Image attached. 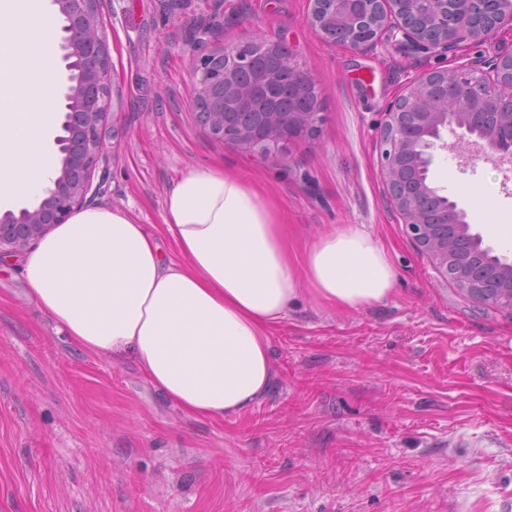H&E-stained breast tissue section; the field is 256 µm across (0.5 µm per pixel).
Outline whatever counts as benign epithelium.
Masks as SVG:
<instances>
[{
	"mask_svg": "<svg viewBox=\"0 0 512 512\" xmlns=\"http://www.w3.org/2000/svg\"><path fill=\"white\" fill-rule=\"evenodd\" d=\"M61 21L59 48L67 72L61 129L62 162L43 197L31 207L0 214V254L21 253L76 211L93 204V184L105 160L101 127L108 110L111 67L99 0H53ZM512 21V0H313L312 22L325 39L359 50L385 38L412 55L454 53ZM469 96L448 107V83ZM288 87L308 102L279 109ZM490 101L497 112H485ZM195 105L210 132L236 150L267 154L313 133L320 120L318 91L281 42L246 48L224 42L203 55L196 70ZM478 145L488 159H512V50L474 63L416 73L390 102L378 128L386 203L414 247L438 273L470 298L512 312V261L492 254L471 231L458 204L428 180L441 130Z\"/></svg>",
	"mask_w": 512,
	"mask_h": 512,
	"instance_id": "7a95c632",
	"label": "benign epithelium"
}]
</instances>
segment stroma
<instances>
[{
    "instance_id": "stroma-1",
    "label": "stroma",
    "mask_w": 512,
    "mask_h": 512,
    "mask_svg": "<svg viewBox=\"0 0 512 512\" xmlns=\"http://www.w3.org/2000/svg\"><path fill=\"white\" fill-rule=\"evenodd\" d=\"M100 0L112 65L96 203L161 224L187 167L223 162L285 210L296 253L362 224L390 252L393 295L354 312L303 299L270 336L268 395L215 422L186 417L131 355L86 353L0 255V512H512V312L446 282L386 207L377 127L416 72L512 47V25L452 55L386 40L328 43L312 0ZM284 43L314 80L313 136L274 158L239 152L198 120L194 73L217 39ZM444 145L430 181L469 209L490 186L512 221V171Z\"/></svg>"
}]
</instances>
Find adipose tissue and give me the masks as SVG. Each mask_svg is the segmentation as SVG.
I'll list each match as a JSON object with an SVG mask.
<instances>
[{
  "mask_svg": "<svg viewBox=\"0 0 512 512\" xmlns=\"http://www.w3.org/2000/svg\"><path fill=\"white\" fill-rule=\"evenodd\" d=\"M467 193L486 233L511 248L512 224L499 222L490 188ZM162 227L159 237L130 210L82 209L38 241L23 278L68 340L99 357L131 354L190 418L218 421L266 396L269 332L299 297L357 311L394 291L395 266L365 227L332 228L296 256L285 212L219 163L182 173L164 196Z\"/></svg>",
  "mask_w": 512,
  "mask_h": 512,
  "instance_id": "ef3b65f1",
  "label": "adipose tissue"
}]
</instances>
